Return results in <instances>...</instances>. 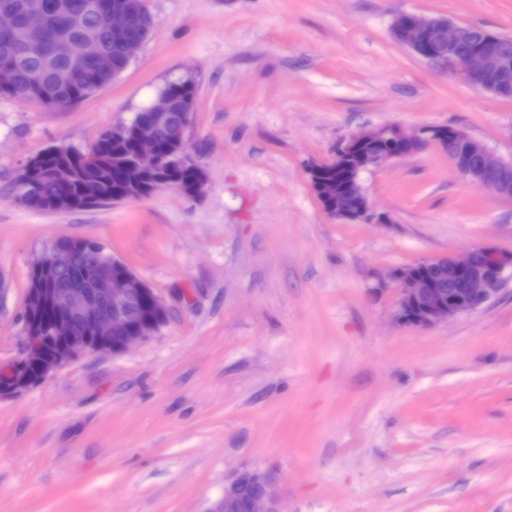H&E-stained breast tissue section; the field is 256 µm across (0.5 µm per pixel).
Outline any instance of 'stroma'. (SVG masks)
<instances>
[{"instance_id": "35a3bbf8", "label": "stroma", "mask_w": 512, "mask_h": 512, "mask_svg": "<svg viewBox=\"0 0 512 512\" xmlns=\"http://www.w3.org/2000/svg\"><path fill=\"white\" fill-rule=\"evenodd\" d=\"M128 68L69 109L0 97V365L20 352L30 265L91 239L164 300L159 333L0 400V512H208L237 469L283 512H512V283L430 329L392 323L378 274L490 244L512 199L433 147L362 173L390 225L330 215L309 176L364 129L454 125L512 158V99L390 36L401 13L512 36V0H147ZM190 77L186 148L207 184L49 213L11 187L51 146L88 149Z\"/></svg>"}]
</instances>
